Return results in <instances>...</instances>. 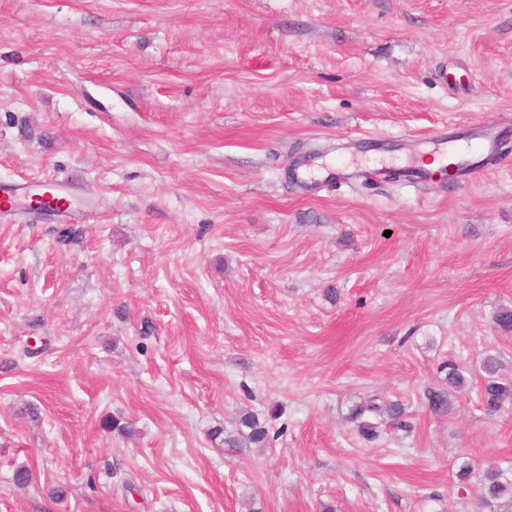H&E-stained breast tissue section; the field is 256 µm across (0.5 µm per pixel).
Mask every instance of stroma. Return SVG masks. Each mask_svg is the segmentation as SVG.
I'll return each instance as SVG.
<instances>
[{"label": "stroma", "mask_w": 512, "mask_h": 512, "mask_svg": "<svg viewBox=\"0 0 512 512\" xmlns=\"http://www.w3.org/2000/svg\"><path fill=\"white\" fill-rule=\"evenodd\" d=\"M474 122L502 155L404 186ZM46 177L74 212L0 219V512H512V0H0V185ZM498 360L488 356L483 362L484 376L481 399L488 410H498L505 402L512 400V381H503L498 375ZM366 412L381 415L384 412L389 413L392 418H399L402 414V408L399 404H376L373 401L369 403L356 404L350 410L349 418L356 423L358 433L365 439L371 440L376 437L377 426L368 420H364ZM269 441L270 434L266 423L252 412L242 413L235 432L227 434L223 439L225 447L239 451L248 448H265ZM485 500L488 504L495 503L505 496L512 498V472L491 467L482 475Z\"/></svg>", "instance_id": "35a3bbf8"}]
</instances>
